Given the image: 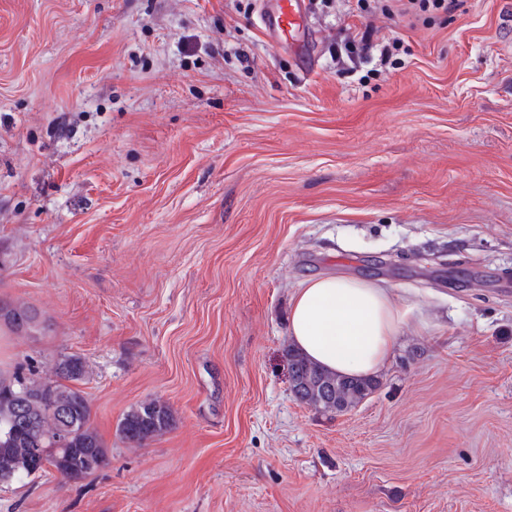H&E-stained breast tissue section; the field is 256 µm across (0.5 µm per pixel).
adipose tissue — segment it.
<instances>
[{"label": "adipose tissue", "mask_w": 512, "mask_h": 512, "mask_svg": "<svg viewBox=\"0 0 512 512\" xmlns=\"http://www.w3.org/2000/svg\"><path fill=\"white\" fill-rule=\"evenodd\" d=\"M405 316L390 289L377 282L313 278L290 298L288 336L325 370L374 378L388 365Z\"/></svg>", "instance_id": "adipose-tissue-1"}]
</instances>
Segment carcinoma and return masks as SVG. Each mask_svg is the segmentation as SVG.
Listing matches in <instances>:
<instances>
[{"label": "carcinoma", "mask_w": 512, "mask_h": 512, "mask_svg": "<svg viewBox=\"0 0 512 512\" xmlns=\"http://www.w3.org/2000/svg\"><path fill=\"white\" fill-rule=\"evenodd\" d=\"M0 319L14 332L32 327L36 313L24 306H0ZM293 394L324 413H344L379 387L375 379H351L328 372L290 348L287 352ZM87 374L76 355L57 361L51 375L0 372V472L9 482L43 470L35 449L65 478L78 482L109 464L105 443L90 424L91 409L77 387ZM172 409L159 400L129 410L118 426L121 437L142 443L165 433Z\"/></svg>", "instance_id": "carcinoma-1"}]
</instances>
